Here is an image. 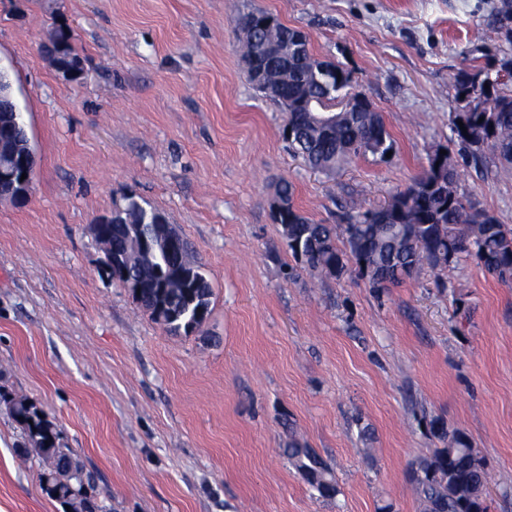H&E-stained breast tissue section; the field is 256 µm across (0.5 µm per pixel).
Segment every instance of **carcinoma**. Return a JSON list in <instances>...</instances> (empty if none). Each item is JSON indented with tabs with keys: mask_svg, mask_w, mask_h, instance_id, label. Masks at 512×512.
Listing matches in <instances>:
<instances>
[{
	"mask_svg": "<svg viewBox=\"0 0 512 512\" xmlns=\"http://www.w3.org/2000/svg\"><path fill=\"white\" fill-rule=\"evenodd\" d=\"M243 22L255 25L256 42L264 45L279 44L288 33L286 25L264 13L248 14ZM496 23L512 43V0H501ZM314 63L319 65L321 61L310 52L303 60L290 57L268 61L282 72L288 84V99L293 102L308 95L337 106L357 96L345 69L338 66L334 73L315 72ZM495 71L496 64L488 60L483 66L474 65L458 74L456 97L479 94L484 97V110L458 113L450 141L459 146L465 162L485 158L488 150L499 163L511 166L512 157H507L506 151L512 149V90L504 89L492 76ZM288 127L289 147L312 169L328 177L356 157L368 153L384 157L393 148L378 112H338L336 123L320 125L317 114L294 106L288 113ZM145 214L151 212L131 199L112 213V223L139 224ZM281 221L288 222V251L307 267L340 278L352 261L358 270H367L366 278L374 289L410 278L424 264L447 266L463 254L475 258L499 279L512 280V249L507 243L512 240V229L459 192L458 160L449 150L435 153L419 178L394 193L376 211L351 212L345 223L335 225L317 224L290 209ZM340 239L342 249L337 246ZM130 269L133 277L142 281L153 277V263L148 260L136 259ZM186 293L179 282L171 281L165 288L140 289L136 301L152 315L160 307L178 312L179 316L167 326L168 331L178 333L186 330L190 320L202 325L209 314V281L192 290L195 302L191 306L187 305ZM9 411L26 433L29 447L24 454L33 452L44 464L41 480L45 491L61 505L70 506L71 512H105L81 462L71 449L59 443L42 413L24 400L12 402ZM433 434L443 447L419 457L411 472L423 512H487L485 459L464 433H450L440 421L434 425ZM283 453L319 496L332 498L340 492L332 469L313 449L302 447L294 438Z\"/></svg>",
	"mask_w": 512,
	"mask_h": 512,
	"instance_id": "cac0c4a2",
	"label": "carcinoma"
}]
</instances>
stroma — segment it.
<instances>
[{"label":"stroma","mask_w":512,"mask_h":512,"mask_svg":"<svg viewBox=\"0 0 512 512\" xmlns=\"http://www.w3.org/2000/svg\"><path fill=\"white\" fill-rule=\"evenodd\" d=\"M500 0H0L6 70L36 155L0 200V512H63L8 402L40 408L107 512H421L408 478L462 431L485 458L489 512H512V282L471 257L375 292L356 266L311 271L284 244L281 182L319 224L384 206L448 144L455 79L512 56ZM304 32L381 112L391 156L334 176L288 148L277 102L247 83L240 18ZM71 34L69 80L48 46ZM458 189L512 227V170ZM135 199L162 212L212 287L171 334L103 273L92 227ZM371 436L362 439L361 428ZM334 471L323 498L281 449ZM36 159L33 153L30 157L21 161L18 167L13 168L10 166H1L0 160V181L3 180H16L15 185L17 188L14 193L8 195H0V199H11L14 201H21L26 198L34 174ZM23 173H26V178L21 180Z\"/></svg>","instance_id":"1"}]
</instances>
